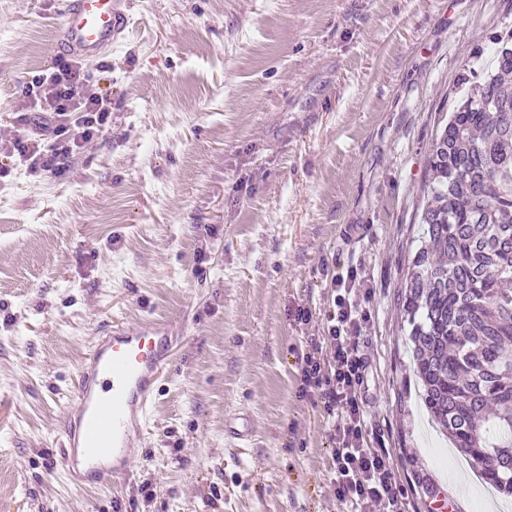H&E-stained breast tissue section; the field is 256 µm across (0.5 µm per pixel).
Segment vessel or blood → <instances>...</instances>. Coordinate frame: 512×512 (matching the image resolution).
<instances>
[{
    "label": "vessel or blood",
    "instance_id": "vessel-or-blood-1",
    "mask_svg": "<svg viewBox=\"0 0 512 512\" xmlns=\"http://www.w3.org/2000/svg\"><path fill=\"white\" fill-rule=\"evenodd\" d=\"M129 0H65L58 47L82 60L119 44L129 24ZM172 341L158 322L113 324L78 368L74 414L68 415L62 464L69 477H120L144 433L148 410Z\"/></svg>",
    "mask_w": 512,
    "mask_h": 512
}]
</instances>
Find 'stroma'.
<instances>
[{
	"mask_svg": "<svg viewBox=\"0 0 512 512\" xmlns=\"http://www.w3.org/2000/svg\"><path fill=\"white\" fill-rule=\"evenodd\" d=\"M132 3L86 65L112 102L102 131L52 172L0 152V512H346L299 356L353 269L366 444L404 512L507 502L432 425L399 294L436 118L512 30V0ZM62 6L0 0L2 130L55 61ZM143 319L173 338L144 436L126 475L75 486L59 462L79 364ZM238 411L245 448L224 438Z\"/></svg>",
	"mask_w": 512,
	"mask_h": 512,
	"instance_id": "obj_1",
	"label": "stroma"
}]
</instances>
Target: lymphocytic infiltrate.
<instances>
[{
	"instance_id": "lymphocytic-infiltrate-1",
	"label": "lymphocytic infiltrate",
	"mask_w": 512,
	"mask_h": 512,
	"mask_svg": "<svg viewBox=\"0 0 512 512\" xmlns=\"http://www.w3.org/2000/svg\"><path fill=\"white\" fill-rule=\"evenodd\" d=\"M22 106L12 134L0 135V150L43 171L59 168L86 147L111 112L110 100L77 59L58 60L34 75L24 86ZM331 290L336 310L328 317L326 350L301 358L302 387L318 391L332 430L330 483L349 512H402L389 460L364 446L365 317L351 297L352 282L332 280Z\"/></svg>"
}]
</instances>
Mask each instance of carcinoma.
Returning a JSON list of instances; mask_svg holds the SVG:
<instances>
[{"mask_svg":"<svg viewBox=\"0 0 512 512\" xmlns=\"http://www.w3.org/2000/svg\"><path fill=\"white\" fill-rule=\"evenodd\" d=\"M499 48L436 126L423 240L402 309L423 401L471 466L512 493V57ZM494 92L497 111L483 107Z\"/></svg>","mask_w":512,"mask_h":512,"instance_id":"cac0c4a2","label":"carcinoma"}]
</instances>
